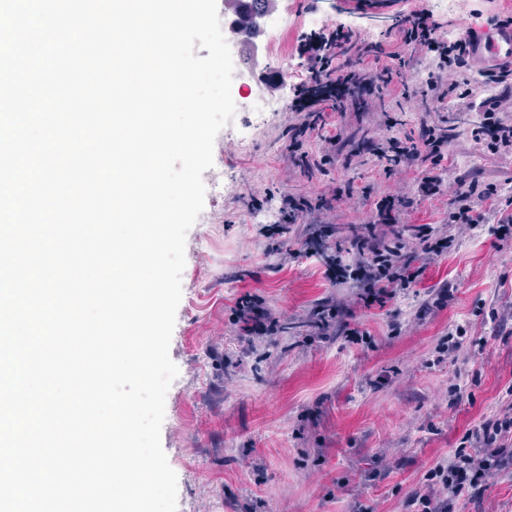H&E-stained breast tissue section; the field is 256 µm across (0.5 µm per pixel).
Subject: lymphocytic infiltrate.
Returning <instances> with one entry per match:
<instances>
[{
	"label": "lymphocytic infiltrate",
	"mask_w": 512,
	"mask_h": 512,
	"mask_svg": "<svg viewBox=\"0 0 512 512\" xmlns=\"http://www.w3.org/2000/svg\"><path fill=\"white\" fill-rule=\"evenodd\" d=\"M393 27L403 35V50L398 55L400 67L412 66L422 56L432 58L435 63L436 72L424 92L427 111L478 113L479 118L471 129L472 139L491 153H512V120L505 117L507 102L512 99V66L484 71L483 81L498 87L500 94L477 101L472 88L446 80L448 72L458 73L467 66L469 50L465 38L445 36L441 24L424 8L396 15ZM383 51V42L356 43L351 33L340 26L314 34L301 44L306 76L293 85L288 109L306 114L307 120L292 135L290 154L302 149L303 137L317 127L323 112H367L382 101L394 74L388 69L372 70L369 60ZM447 144L446 133L425 123L419 128L418 140L389 138L376 155L398 164L417 161L435 166L442 161ZM496 197L493 184L462 181L448 201L449 223H480L482 205ZM354 246L360 256L354 269L334 263L329 267V275L339 282L350 278L363 283L366 303H373L390 289L409 287L423 272L422 267L415 265L413 256L400 253L381 240L359 237ZM511 429V417L484 423L473 436L475 444L483 449L482 455L457 449L447 463L432 470V477L448 486L454 497L474 495L480 490L486 472L506 456V449L498 447L497 442L503 432Z\"/></svg>",
	"instance_id": "obj_1"
}]
</instances>
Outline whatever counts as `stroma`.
Listing matches in <instances>:
<instances>
[{"mask_svg": "<svg viewBox=\"0 0 512 512\" xmlns=\"http://www.w3.org/2000/svg\"><path fill=\"white\" fill-rule=\"evenodd\" d=\"M295 18L321 13L324 30L343 23L363 41L389 28L391 13L351 9L347 0H288ZM512 16V0H468L465 13L435 17L455 34ZM307 32L295 25L292 74L271 96L287 101L304 79L298 55ZM392 84L384 111L328 113L304 142L302 167L288 153L299 118L287 108L238 140L246 113L217 135L214 166L230 184L206 196L208 224L186 236L182 298L169 354L179 369L165 402L161 445L177 475V512H421L423 499L454 512H512V460L491 468L479 496L451 499L429 480L468 434L512 416V241L496 238L512 216V154H490L471 139L464 112L426 111L416 71ZM428 122L448 132L436 169L440 195H420L424 168L384 172L367 152L386 138L416 136ZM341 136L335 162L319 165L329 137ZM495 184L498 200L482 223L448 221L459 179ZM392 195L400 221H372L375 201ZM323 199L322 208L253 222L261 208L284 210L287 197ZM416 224L453 236L448 252L423 254ZM404 245L425 271L410 287L365 306L361 288L328 275L336 254L353 256L357 236ZM359 328L362 340L344 331Z\"/></svg>", "mask_w": 512, "mask_h": 512, "instance_id": "1", "label": "stroma"}]
</instances>
